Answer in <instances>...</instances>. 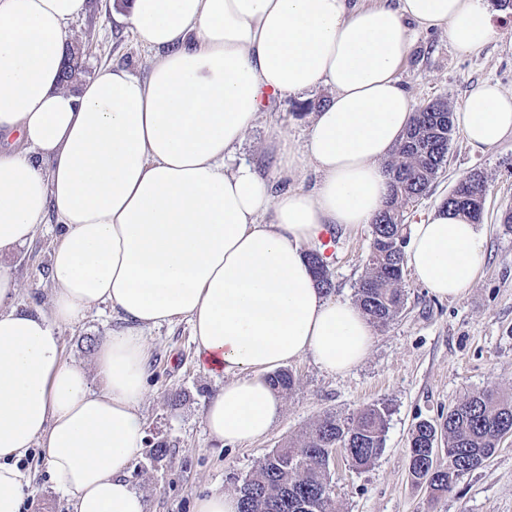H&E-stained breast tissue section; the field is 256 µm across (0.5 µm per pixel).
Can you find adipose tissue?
I'll list each match as a JSON object with an SVG mask.
<instances>
[{
	"mask_svg": "<svg viewBox=\"0 0 512 512\" xmlns=\"http://www.w3.org/2000/svg\"><path fill=\"white\" fill-rule=\"evenodd\" d=\"M87 0H0V253L61 230L48 312L18 310L0 266V512L33 497L19 463L43 450L71 512H144L127 482L145 444L144 329L187 319L199 366L228 381L203 420L221 445L265 435L281 404L265 372L311 358L336 375L360 364L372 327L317 288L308 244L385 209L383 166L416 107L397 73L415 31L465 52L495 36L485 0H129L119 22L148 51L141 77L101 67L78 90L59 82L70 26ZM317 87L304 154L277 137L272 171L226 166L269 98ZM472 150L512 135V93L484 82L453 113ZM307 160L310 192L280 188ZM484 237L446 206L415 224L405 264L438 298L462 297ZM97 302L122 321L100 341L92 388L66 361L59 329Z\"/></svg>",
	"mask_w": 512,
	"mask_h": 512,
	"instance_id": "1",
	"label": "adipose tissue"
}]
</instances>
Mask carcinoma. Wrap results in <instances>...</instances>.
Wrapping results in <instances>:
<instances>
[{"mask_svg": "<svg viewBox=\"0 0 512 512\" xmlns=\"http://www.w3.org/2000/svg\"><path fill=\"white\" fill-rule=\"evenodd\" d=\"M84 72L83 61L63 64L61 84L72 85ZM453 112L437 100L416 113L389 165L391 198L372 222V242L360 280L356 303L368 321L385 326L404 306V209L425 196L448 162V146L454 130ZM486 194L484 177L472 172L459 180L444 205L480 220ZM319 288H333L332 276L321 254H308ZM266 381L277 393L290 391L294 375L278 370ZM388 409L381 403L363 406L347 417L327 414L314 422L298 441H289L269 452L236 489L239 512H303L311 504L315 512H336L327 492L329 466L336 449L344 451L352 466L371 465L382 453ZM512 434V399L493 388L469 394L448 410L439 424L418 422L408 445L409 473L415 484H425L437 500L450 493L457 480L482 467L497 452L501 440ZM446 444L445 461L429 449L438 440Z\"/></svg>", "mask_w": 512, "mask_h": 512, "instance_id": "cac0c4a2", "label": "carcinoma"}]
</instances>
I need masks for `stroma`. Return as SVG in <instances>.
I'll return each mask as SVG.
<instances>
[{"mask_svg":"<svg viewBox=\"0 0 512 512\" xmlns=\"http://www.w3.org/2000/svg\"><path fill=\"white\" fill-rule=\"evenodd\" d=\"M486 3L496 38L480 51H461L436 30L417 34L398 72L416 105L441 99L457 107L473 85L485 80L512 92V9L501 7L498 0ZM123 10L121 0H88L85 15L73 24L72 41L83 48L86 75L111 62L144 72L145 52L128 27L114 19ZM329 96L320 87L275 102L248 131L237 159L267 168V143L278 132L287 135L296 151H303L310 106ZM475 171L486 180L484 260L468 292L459 299H437L412 273H405L404 306L387 326L375 328L365 360L336 375L309 358L291 363L295 386L281 393V414L254 442L222 447L209 439L204 407L225 377L198 365L190 323L179 319L145 330L148 377L139 411L148 446L135 454L128 479L142 495L146 512H194L196 500L213 490L235 493L266 454L302 436L321 416H345L374 402L389 409L385 447L363 470L354 469L343 452H336L330 488L340 512H512V437L501 442L484 466L460 477L454 490L436 501L412 481L407 458L410 432L418 421L440 422L465 395L487 387L512 393V232L503 226L505 212L512 210V137L476 153L461 133H454L446 169L427 195L407 208L404 222L410 225L431 214L459 179ZM59 233L58 225L48 222L30 243L0 254V264L10 267L19 283L17 308L48 311L51 254ZM332 238L334 251L324 257L334 283L329 296L351 301L364 273L371 227H340ZM117 325L109 306L94 304L85 319L61 327L65 358L93 369V340ZM176 391L181 401L174 404L169 396ZM159 442L168 445L161 461L148 451ZM23 468L36 490L24 512H68L66 498L49 480L41 449H31Z\"/></svg>","mask_w":512,"mask_h":512,"instance_id":"stroma-1","label":"stroma"}]
</instances>
